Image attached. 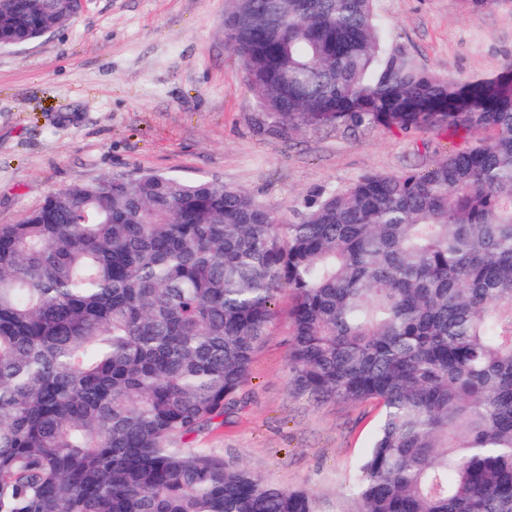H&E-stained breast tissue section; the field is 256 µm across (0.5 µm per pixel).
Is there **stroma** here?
<instances>
[{
  "instance_id": "35a3bbf8",
  "label": "stroma",
  "mask_w": 512,
  "mask_h": 512,
  "mask_svg": "<svg viewBox=\"0 0 512 512\" xmlns=\"http://www.w3.org/2000/svg\"><path fill=\"white\" fill-rule=\"evenodd\" d=\"M227 0H87L36 43L0 48V224L52 191L161 172L241 188L292 218L307 195L369 173L423 171L469 141L443 131L278 124L224 40ZM384 42L443 77L512 65V0H376ZM288 293L224 417L196 451L352 512L351 489L381 418L372 400L321 401L288 369Z\"/></svg>"
}]
</instances>
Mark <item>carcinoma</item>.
I'll return each instance as SVG.
<instances>
[{
	"label": "carcinoma",
	"instance_id": "1",
	"mask_svg": "<svg viewBox=\"0 0 512 512\" xmlns=\"http://www.w3.org/2000/svg\"><path fill=\"white\" fill-rule=\"evenodd\" d=\"M374 0H231L224 39L289 128L471 138L294 219L164 173L52 192L0 224V512H315L186 447L224 417L284 290L288 368L382 406L356 512H512V69L461 84L378 36ZM78 0H10L25 44Z\"/></svg>",
	"mask_w": 512,
	"mask_h": 512
}]
</instances>
